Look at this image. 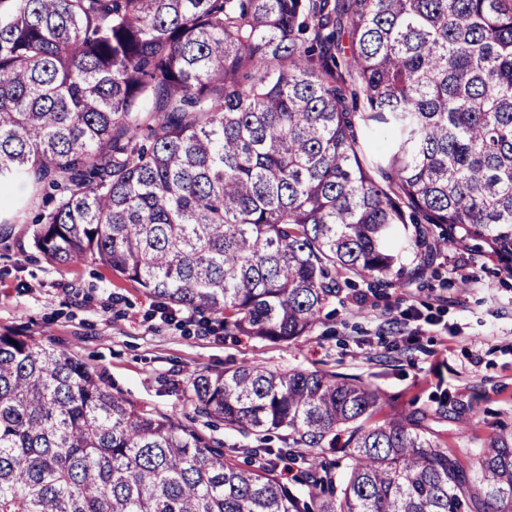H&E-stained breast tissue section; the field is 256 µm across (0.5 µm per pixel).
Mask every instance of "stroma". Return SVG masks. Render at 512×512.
Here are the masks:
<instances>
[{
  "instance_id": "obj_1",
  "label": "stroma",
  "mask_w": 512,
  "mask_h": 512,
  "mask_svg": "<svg viewBox=\"0 0 512 512\" xmlns=\"http://www.w3.org/2000/svg\"><path fill=\"white\" fill-rule=\"evenodd\" d=\"M22 220L0 232V329L75 354L112 392L187 422L246 464L244 437L193 415L188 374L262 364L273 370L358 375L385 413L419 410L465 463L512 430V274L469 247L438 252L409 286L342 294L301 338L274 344L169 320L135 282L93 258L58 265L32 244L43 199L11 188Z\"/></svg>"
}]
</instances>
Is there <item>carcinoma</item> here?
Segmentation results:
<instances>
[{
	"label": "carcinoma",
	"instance_id": "1",
	"mask_svg": "<svg viewBox=\"0 0 512 512\" xmlns=\"http://www.w3.org/2000/svg\"><path fill=\"white\" fill-rule=\"evenodd\" d=\"M17 179L54 201L33 229L50 261L90 255L229 336L294 341L454 245L512 272V0H0ZM189 392L312 451L303 490L0 330V512H512V432L466 467L425 413L374 421L359 377L253 364Z\"/></svg>",
	"mask_w": 512,
	"mask_h": 512
}]
</instances>
